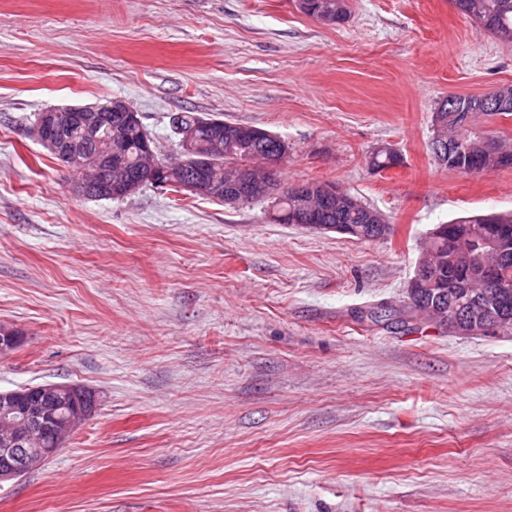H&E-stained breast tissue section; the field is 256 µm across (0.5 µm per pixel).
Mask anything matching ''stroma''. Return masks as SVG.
I'll return each instance as SVG.
<instances>
[{
	"instance_id": "obj_1",
	"label": "stroma",
	"mask_w": 512,
	"mask_h": 512,
	"mask_svg": "<svg viewBox=\"0 0 512 512\" xmlns=\"http://www.w3.org/2000/svg\"><path fill=\"white\" fill-rule=\"evenodd\" d=\"M0 0V390L71 383L93 416L0 512H512V336L374 323L420 241L512 210V168L440 166L451 93L512 84V46L450 0ZM125 101L161 153L177 112L288 142L281 183L382 212L360 241L142 187L79 198L28 133L49 107ZM399 165L368 166L375 149ZM307 2L309 7L307 9ZM299 0L298 5L302 10H308V15L323 14L331 9L335 12L334 21L330 25H340L350 16L348 0Z\"/></svg>"
}]
</instances>
